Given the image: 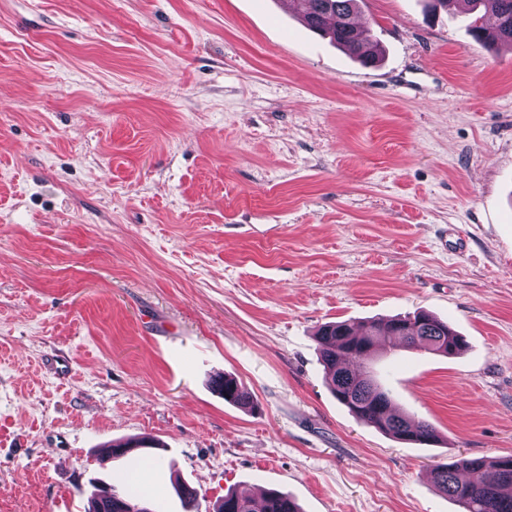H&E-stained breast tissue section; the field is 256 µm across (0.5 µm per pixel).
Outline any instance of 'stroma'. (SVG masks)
<instances>
[{
    "label": "stroma",
    "instance_id": "1",
    "mask_svg": "<svg viewBox=\"0 0 512 512\" xmlns=\"http://www.w3.org/2000/svg\"><path fill=\"white\" fill-rule=\"evenodd\" d=\"M425 3L361 0L366 67L286 0H0V512H84L130 438L155 512L177 478L462 512L432 468L512 455V48ZM417 311L467 349L369 367L429 445L336 401L316 339ZM217 381L222 382L216 384ZM215 384L220 390L222 396H224V401L232 403L240 408L251 407L253 403L252 396L247 388H245L237 378L224 374V376H221L219 380L212 381L213 388H215Z\"/></svg>",
    "mask_w": 512,
    "mask_h": 512
}]
</instances>
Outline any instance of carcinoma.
I'll return each mask as SVG.
<instances>
[{
    "instance_id": "cac0c4a2",
    "label": "carcinoma",
    "mask_w": 512,
    "mask_h": 512,
    "mask_svg": "<svg viewBox=\"0 0 512 512\" xmlns=\"http://www.w3.org/2000/svg\"><path fill=\"white\" fill-rule=\"evenodd\" d=\"M494 3L496 20L489 26L479 11L487 2ZM467 28L473 38L484 45H512V0H462ZM313 32L330 39L336 46L358 59L374 65L379 60L378 42L369 39L365 26L358 20V0H288ZM317 341L321 347V365L325 382L336 398L357 420L370 424L400 441L428 444L437 441L433 427L391 411V398L376 379L365 371L362 361L390 343L392 349H424L434 354L453 356L466 348L465 339L443 322L426 312L387 320H373L362 325L346 321L328 322L319 327ZM224 400L248 408L253 399L235 377L224 375L217 384ZM160 459H148L139 481L119 491L110 486V494L93 487L88 496L87 512H154L140 499L139 485L146 482L148 470ZM437 489L464 512H512V494L502 492L512 486V456L461 459L440 464L431 472ZM183 512H199V493L185 482L176 484ZM214 512H301L297 503L280 492L259 496L231 491L214 507Z\"/></svg>"
}]
</instances>
